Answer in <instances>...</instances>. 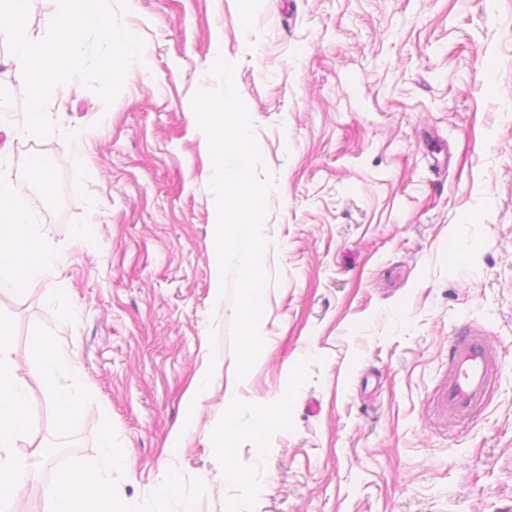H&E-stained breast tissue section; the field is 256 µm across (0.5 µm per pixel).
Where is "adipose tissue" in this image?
Returning <instances> with one entry per match:
<instances>
[{
	"label": "adipose tissue",
	"instance_id": "adipose-tissue-1",
	"mask_svg": "<svg viewBox=\"0 0 512 512\" xmlns=\"http://www.w3.org/2000/svg\"><path fill=\"white\" fill-rule=\"evenodd\" d=\"M60 262L61 253L28 208L22 186L0 178V294H17L31 279L56 276ZM33 347L55 405L52 423L58 430H69L75 426L86 397L76 353L68 343L42 334L34 337ZM236 401V388L228 387L224 417L211 445L213 455L223 463L222 477L228 484L245 479L234 463L240 439H247L255 451H263L268 430L287 426L290 415L288 399L283 396L271 408L256 411L244 429L235 416ZM31 421L12 330L0 320V512H14L21 485L31 470L29 457L15 452ZM98 447L97 458L56 473L47 490L48 512H127L125 503L112 491V473L128 469L130 456L114 450L112 431L107 427L100 434Z\"/></svg>",
	"mask_w": 512,
	"mask_h": 512
}]
</instances>
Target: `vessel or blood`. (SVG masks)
Returning a JSON list of instances; mask_svg holds the SVG:
<instances>
[{
    "instance_id": "1",
    "label": "vessel or blood",
    "mask_w": 512,
    "mask_h": 512,
    "mask_svg": "<svg viewBox=\"0 0 512 512\" xmlns=\"http://www.w3.org/2000/svg\"><path fill=\"white\" fill-rule=\"evenodd\" d=\"M450 375L439 410L448 420L456 421L480 402L493 378L496 360L480 330L471 328L451 344Z\"/></svg>"
}]
</instances>
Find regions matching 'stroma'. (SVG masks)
Instances as JSON below:
<instances>
[{
	"mask_svg": "<svg viewBox=\"0 0 512 512\" xmlns=\"http://www.w3.org/2000/svg\"><path fill=\"white\" fill-rule=\"evenodd\" d=\"M139 37L112 104L75 77L56 87L54 132L23 131L25 87L0 64V175L61 251L60 274L0 295L33 414L16 512H46L55 471L98 453L103 424L131 469L112 474L129 512H160L164 444L195 431L175 465L200 512H512V0H264L244 25L236 0H128ZM234 66L272 179L262 233L263 348L236 379L228 275L211 294L206 135L192 109ZM44 159L53 188L28 166ZM91 224V239L74 236ZM68 309L71 321L59 318ZM499 370L466 420L437 411L448 347L468 327ZM65 339L88 395L53 428L32 355L35 332ZM201 405L185 397L203 361ZM236 386L238 417L290 398L263 452L241 443L243 482L215 478L208 448ZM194 428V416L188 414L183 417L181 422L173 429L167 440V452L170 456L179 453L181 446L190 432Z\"/></svg>",
	"mask_w": 512,
	"mask_h": 512,
	"instance_id": "stroma-1",
	"label": "stroma"
}]
</instances>
